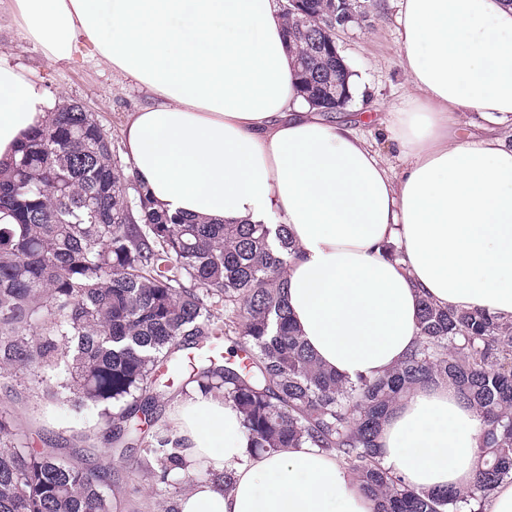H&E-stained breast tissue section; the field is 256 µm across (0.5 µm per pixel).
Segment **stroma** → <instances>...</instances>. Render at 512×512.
Wrapping results in <instances>:
<instances>
[{
    "instance_id": "35a3bbf8",
    "label": "stroma",
    "mask_w": 512,
    "mask_h": 512,
    "mask_svg": "<svg viewBox=\"0 0 512 512\" xmlns=\"http://www.w3.org/2000/svg\"><path fill=\"white\" fill-rule=\"evenodd\" d=\"M362 24H349L338 36L339 50L360 84L346 112L362 116L363 130L375 147L389 158L397 149L388 132L380 128L379 116L403 106L405 75L399 65L401 54L397 36L394 0H379ZM9 66L35 75L41 89L59 101L86 103L95 112L114 144L122 142V125L129 114L147 104L149 94L129 82H120L111 69L100 64L87 41H79L72 58L51 62L41 48L28 38L19 18L0 13V66ZM41 385L0 382V411H8L19 433L33 447L44 438L57 440L68 460L82 465L83 452L106 457L108 444L96 427L94 410L76 418L46 407L39 399ZM151 465L142 448L128 452L115 462L112 471V512H162L185 491L177 484L157 489Z\"/></svg>"
}]
</instances>
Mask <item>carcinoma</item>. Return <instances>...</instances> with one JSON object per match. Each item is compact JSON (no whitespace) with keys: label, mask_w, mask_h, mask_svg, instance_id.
<instances>
[{"label":"carcinoma","mask_w":512,"mask_h":512,"mask_svg":"<svg viewBox=\"0 0 512 512\" xmlns=\"http://www.w3.org/2000/svg\"><path fill=\"white\" fill-rule=\"evenodd\" d=\"M300 93L328 115L344 61L324 49L334 0H279ZM0 379L52 374L43 398L80 416L97 410L119 455L155 421L165 389L157 363L241 414L248 453L304 445L336 455L381 501L377 512H483L512 480V320L420 300V340L392 373L351 381L319 366L284 298L294 244L284 224H221L151 200L93 112L52 114L0 167ZM224 316H219V311ZM240 347L229 361L214 341ZM451 383L483 422L464 490L407 486L377 455L390 405L425 382ZM180 439L145 451L155 484H191ZM112 466L72 465L29 448L0 411V512H110Z\"/></svg>","instance_id":"carcinoma-1"}]
</instances>
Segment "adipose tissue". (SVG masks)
Here are the masks:
<instances>
[{
    "label": "adipose tissue",
    "instance_id": "1",
    "mask_svg": "<svg viewBox=\"0 0 512 512\" xmlns=\"http://www.w3.org/2000/svg\"><path fill=\"white\" fill-rule=\"evenodd\" d=\"M47 59L78 38L101 64L147 90L129 113L125 155L172 213L229 224L278 215L296 243L287 304L317 360L377 378L418 340L419 301L512 317V144L460 136L459 115L512 118V5L398 0L405 106L389 130L394 168L358 123L298 95L275 0H7ZM56 106L0 66V163ZM396 245L393 259L387 245ZM191 468L234 476L195 483L177 512H373L347 466L316 448L247 454L240 415L191 394L175 417ZM481 421L444 383L393 403L379 444L386 467L424 492L463 489Z\"/></svg>",
    "mask_w": 512,
    "mask_h": 512
}]
</instances>
